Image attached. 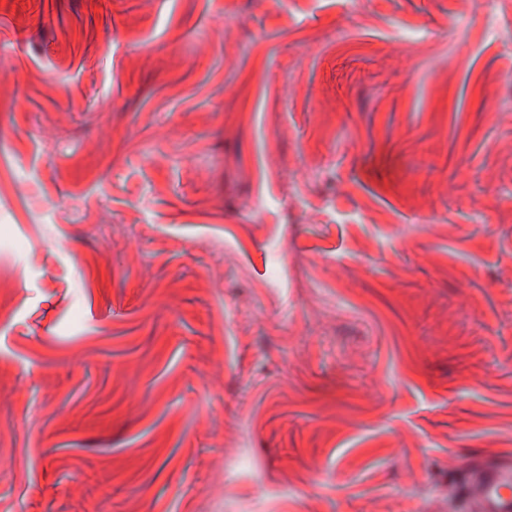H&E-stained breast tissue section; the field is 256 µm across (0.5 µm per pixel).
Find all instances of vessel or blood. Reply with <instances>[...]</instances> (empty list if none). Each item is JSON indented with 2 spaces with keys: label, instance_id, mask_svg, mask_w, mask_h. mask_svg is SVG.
Instances as JSON below:
<instances>
[{
  "label": "vessel or blood",
  "instance_id": "vessel-or-blood-1",
  "mask_svg": "<svg viewBox=\"0 0 512 512\" xmlns=\"http://www.w3.org/2000/svg\"><path fill=\"white\" fill-rule=\"evenodd\" d=\"M455 493L462 502H477L479 512H512V458L500 456L461 470Z\"/></svg>",
  "mask_w": 512,
  "mask_h": 512
}]
</instances>
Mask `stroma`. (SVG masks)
Here are the masks:
<instances>
[{"mask_svg": "<svg viewBox=\"0 0 512 512\" xmlns=\"http://www.w3.org/2000/svg\"><path fill=\"white\" fill-rule=\"evenodd\" d=\"M0 292V512H460L512 0H0Z\"/></svg>", "mask_w": 512, "mask_h": 512, "instance_id": "obj_1", "label": "stroma"}]
</instances>
